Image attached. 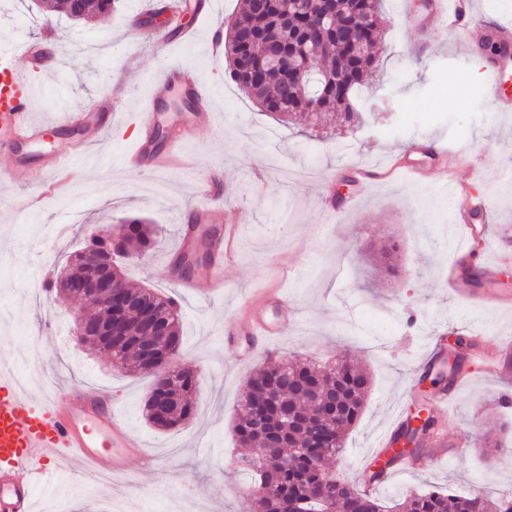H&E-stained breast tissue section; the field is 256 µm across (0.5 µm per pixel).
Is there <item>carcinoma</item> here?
Listing matches in <instances>:
<instances>
[{
	"instance_id": "obj_1",
	"label": "carcinoma",
	"mask_w": 512,
	"mask_h": 512,
	"mask_svg": "<svg viewBox=\"0 0 512 512\" xmlns=\"http://www.w3.org/2000/svg\"><path fill=\"white\" fill-rule=\"evenodd\" d=\"M120 0H43L38 8L73 21L91 15L110 14ZM234 24L227 27L224 47L230 62V74L238 87L271 115L286 117L302 124L314 114L332 112L340 122L350 123L357 114V93L365 79L379 68L381 42L379 33V0H306L305 10L287 15L285 0H267L261 11L254 0H239ZM329 9L340 26L349 30L354 39L361 40L367 50L358 53L349 41L337 42L327 26L321 24L324 9ZM292 28L294 40L281 44L284 56L306 53L321 61L315 77L297 80L288 65L279 69L266 67L268 43L277 40L283 30ZM127 242H136L140 250L154 246V229L143 218L128 220ZM141 306H153L158 316L168 324L165 346L180 349L181 313L178 302L151 289L127 288ZM138 312L130 311L125 335L116 338L114 358L117 363L131 362L138 371L153 375L144 368L140 354L141 328ZM181 397L168 414L167 420L151 423L168 430L185 423L194 413L195 378L193 373L182 374L177 382ZM271 385L269 372L261 370L247 381L245 402L237 413L235 433L245 445L257 439L252 430L253 416L249 401L261 400ZM370 385L369 376L352 364H347L339 408L346 417L331 423L329 439L334 447L303 448V438L294 434L274 433L269 437L270 448L260 469L252 472L253 481L247 487L255 512H384L380 502L339 478L334 484H323L324 461L341 453L344 433L360 416L364 395ZM282 398L296 413L307 408L306 396L292 386L282 392ZM433 424L426 417L420 424L406 423L398 437L414 441V452ZM404 512H512V496L497 499L487 497L482 490L465 494H449L438 488L411 493L402 503Z\"/></svg>"
}]
</instances>
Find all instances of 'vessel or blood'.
<instances>
[{"label": "vessel or blood", "instance_id": "1", "mask_svg": "<svg viewBox=\"0 0 512 512\" xmlns=\"http://www.w3.org/2000/svg\"><path fill=\"white\" fill-rule=\"evenodd\" d=\"M167 4L170 28L164 35L165 43L177 45L190 40L194 25L182 23L177 0H167ZM432 5L434 14L447 15L449 31H468L471 19L466 0H432ZM489 33L497 52L492 59H479L478 64L486 75L487 94L497 109L512 112V95L506 91L512 83V25L494 23ZM47 57L45 48L28 43L0 53V129L6 130L15 143L33 144L46 138L47 124L31 117L35 88L22 79L18 65L24 62L29 68L42 69ZM174 94L192 104L190 120L162 119L159 106ZM112 118V102L104 97L91 111L70 113L61 127L77 141L88 145L111 128ZM213 119L211 99L197 69L180 62L168 63L150 81L137 133L123 157L124 167L150 174L178 165L184 143L199 127L212 125ZM160 128L166 132L167 147L162 152L157 151L155 140ZM42 165L54 179L42 183L26 198L24 210L42 209L59 194L61 186L56 183V176L65 173L82 176L97 167L98 159L92 155L78 158L50 152L43 155ZM392 166L422 177L432 176L434 183L449 195L458 192L455 181L449 180L443 172H429L425 164L409 162L399 156L393 159ZM217 185L218 179L213 175L201 174L195 178L199 204L190 212L188 222L208 227L206 240L214 269L205 282V289L213 300L220 302L224 299L222 270L232 261L237 216L228 209L223 220L214 219L212 201L218 195ZM490 218L487 200L476 192L468 197L457 223L462 235L470 238L486 233ZM450 284L456 293L468 298L480 297L486 305L500 309L512 307V296L476 293L462 265H455ZM250 305V321L244 325H225V336H243L266 347L297 324L296 316L285 304L283 291L262 292L251 298ZM145 455L141 439L125 424L108 397L91 394L82 387H51L41 399L34 401L12 372L0 370V512H32L37 483L53 472L57 464H66L85 477L115 479L125 474L131 457ZM417 467L416 460L399 458L383 474L369 480L367 489L373 492L386 487L398 475L410 473Z\"/></svg>", "mask_w": 512, "mask_h": 512}]
</instances>
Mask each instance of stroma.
Wrapping results in <instances>:
<instances>
[{
    "mask_svg": "<svg viewBox=\"0 0 512 512\" xmlns=\"http://www.w3.org/2000/svg\"><path fill=\"white\" fill-rule=\"evenodd\" d=\"M425 0H383L380 68L360 94L357 119L337 124L325 113L318 124L297 126L262 112L231 80L226 55L212 54L210 31L227 23L237 0H219L218 16L199 22L191 43L167 46L132 19L146 0H122L110 16L87 22L42 13L26 0H0V49L56 31L50 47L52 76L26 73L39 94L36 120L60 121L68 112L122 87L112 127L88 154L101 169L87 174L52 208L23 214L22 199L44 179L42 161L30 153L28 169L0 181V351L10 360L31 399L47 385H81L107 392L130 428L146 443L150 461H133L123 478L90 481L58 465L48 486L37 487L34 512H252L248 484L232 430L250 375L272 360L306 359L320 366L354 360L367 368L371 386L364 409L348 430L337 476L360 482L368 453L392 416L408 419L430 411L435 385L414 374L429 337L447 334L459 343L460 364L470 379L460 386L447 429L450 457L425 459L421 470L398 477L378 492L393 507L431 485L456 493L482 488L492 496L512 493V312L477 308L450 293L448 273L464 242L457 211L470 192L491 203L493 223L475 252L495 260L512 251V113L497 111L473 60L456 48L445 20L414 26ZM199 69L212 95L215 121L185 146L188 157L219 174L223 205L239 211L236 254L224 270V299L183 291L169 262L180 241L181 212L195 204L188 178L160 171L124 170L120 157L134 116L148 98V82L167 63ZM470 72L465 90L451 75ZM460 147L455 197L429 180L394 173L357 188L354 167L378 168L399 155L417 159L419 145ZM142 217L157 243L145 263L122 267L131 287L175 297L181 307L186 366L196 371V414L170 430L146 418L150 380L114 369L102 352L76 332L75 300L56 292L33 301L31 275L59 277L72 253L98 227L120 230L124 219ZM399 242L396 274L368 259L371 242ZM283 289L299 321L275 343V355L258 352L239 366L224 352V324L238 320L251 295ZM484 344L500 352L490 375L473 353ZM496 446L495 459L486 456Z\"/></svg>",
    "mask_w": 512,
    "mask_h": 512,
    "instance_id": "stroma-1",
    "label": "stroma"
}]
</instances>
